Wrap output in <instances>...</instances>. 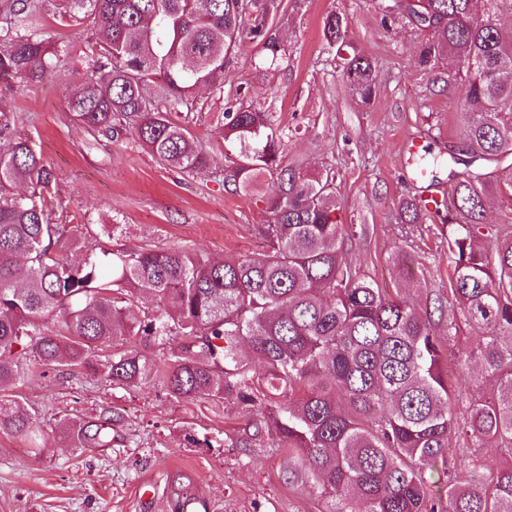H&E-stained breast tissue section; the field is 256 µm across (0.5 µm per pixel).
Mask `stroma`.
<instances>
[{
	"label": "stroma",
	"mask_w": 512,
	"mask_h": 512,
	"mask_svg": "<svg viewBox=\"0 0 512 512\" xmlns=\"http://www.w3.org/2000/svg\"><path fill=\"white\" fill-rule=\"evenodd\" d=\"M379 3L284 0L274 24L282 59L265 65L263 48L245 43L225 69L223 90H199L189 127L205 149L235 160L216 117L226 104L261 102L285 161L311 174H334L328 191L339 201V223L354 229L347 243L352 264L391 291L398 278L390 256L406 250L414 283L406 294L425 305L448 292V243L437 216L400 222V200L426 189L413 179L402 142L423 137L433 154L455 142L466 87L443 83L448 63L423 71L416 52L424 32L382 23ZM332 10L348 19V43L377 64L371 105L351 96L340 58L325 44L322 20ZM34 27L57 47L56 67L42 81L0 88V111L16 116L14 134L31 138L52 167L64 222L88 225V244L103 240L113 249L148 244L216 260L265 251L260 227L268 219L271 176L253 192L235 193L207 175L166 169L135 143L93 138L68 111L65 92L88 71L95 29L60 16L54 0H43ZM112 224L115 236L103 239L102 226ZM14 355L26 368L13 394L33 415L40 441L34 448L0 429V512H182L187 500L208 512H325L324 498L287 482V449L268 439L239 444L253 412L235 398L179 401L159 379L122 389L83 368L39 366L24 344ZM107 409L114 418L111 445L73 447L65 422L94 421ZM189 434L201 446H187Z\"/></svg>",
	"instance_id": "1"
}]
</instances>
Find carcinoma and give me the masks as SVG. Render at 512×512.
<instances>
[{
    "instance_id": "cac0c4a2",
    "label": "carcinoma",
    "mask_w": 512,
    "mask_h": 512,
    "mask_svg": "<svg viewBox=\"0 0 512 512\" xmlns=\"http://www.w3.org/2000/svg\"><path fill=\"white\" fill-rule=\"evenodd\" d=\"M383 0L384 16L426 32L418 63L433 70L458 64L466 97L462 132L448 153L414 170L447 167L452 182L445 212L448 297L420 309L388 293L352 267L345 255L351 228L337 223L329 180L284 163L272 116L261 103L224 111V143L238 161L223 165L205 150L179 112L203 87H224V68L242 42L263 45L266 62L281 58L272 28L282 0H63L75 21L91 20L100 55L68 96L74 120L93 134L128 139L183 174H210L248 193L260 176L276 178L261 225L267 250L258 257L216 262L191 250L130 249L93 253L79 226L58 224L50 188L54 174L29 138L9 134L0 118V429L38 439L33 418L10 398L21 377L5 359L19 344L39 363L103 370L112 383L137 388L156 376L168 393L191 400L233 395L261 408L248 424L253 441L288 449V478L328 499L326 512H512V468L479 459L457 463L453 441L486 443L512 455V229L480 239L487 192H512V37L501 17L512 0ZM35 0L0 6V83L44 79L58 58L34 30ZM348 21L323 20L329 47L346 43ZM350 93L369 104L375 65L342 57ZM29 185L25 194L14 187ZM425 212L421 199L401 201L404 224ZM62 251L81 252L61 261ZM146 293L158 311L131 315ZM448 316V348L459 331H475L461 356L497 385L488 398L459 404L434 315ZM59 318L67 334L55 333ZM138 336L151 346L179 340L168 365L138 351L114 350L100 362L92 347ZM248 343L252 359L240 356ZM66 425L76 448L112 442L108 423ZM437 471L443 489L433 490Z\"/></svg>"
}]
</instances>
